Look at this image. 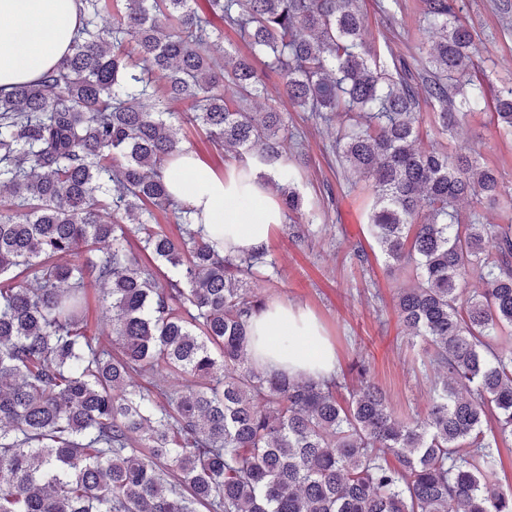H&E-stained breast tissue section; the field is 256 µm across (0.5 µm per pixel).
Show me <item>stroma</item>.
Returning <instances> with one entry per match:
<instances>
[{
  "label": "stroma",
  "instance_id": "35a3bbf8",
  "mask_svg": "<svg viewBox=\"0 0 512 512\" xmlns=\"http://www.w3.org/2000/svg\"><path fill=\"white\" fill-rule=\"evenodd\" d=\"M422 6V0H360L383 62L395 56L418 57ZM458 6L461 19L480 34L485 92L494 96L512 81V0H458ZM272 107L287 113L288 126L297 136L288 151L300 156L298 186L307 200L319 205L323 227L302 244L289 238L284 225L273 229L269 243L279 273L264 291L270 302L287 301L317 315L336 349L339 371H346L355 357H364L397 415L424 413L431 387L422 362L424 344L403 336L393 308L397 289L407 287L408 281L388 272L367 231L364 193L344 178L335 130L291 108L284 97L260 99L247 109L265 112ZM172 124L182 146L217 172L233 166V157L209 141L205 131L178 117ZM444 144L451 150L464 146L480 153L512 187V140L500 136L488 115L467 114ZM359 249L368 254V264L355 259Z\"/></svg>",
  "mask_w": 512,
  "mask_h": 512
}]
</instances>
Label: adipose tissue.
<instances>
[{
  "mask_svg": "<svg viewBox=\"0 0 512 512\" xmlns=\"http://www.w3.org/2000/svg\"><path fill=\"white\" fill-rule=\"evenodd\" d=\"M79 24L76 0H0V89L39 78L68 52ZM170 192L202 216L204 226L224 227L225 253L259 249L281 221L275 199L260 181L251 191L263 207L243 219L234 202L239 195L235 169L217 173L195 153L172 162ZM248 351L252 363L293 377L323 379L336 374L334 346L308 309L282 301L270 304L251 321Z\"/></svg>",
  "mask_w": 512,
  "mask_h": 512,
  "instance_id": "obj_1",
  "label": "adipose tissue"
}]
</instances>
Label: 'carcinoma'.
I'll use <instances>...</instances> for the list:
<instances>
[{
  "label": "carcinoma",
  "instance_id": "obj_1",
  "mask_svg": "<svg viewBox=\"0 0 512 512\" xmlns=\"http://www.w3.org/2000/svg\"><path fill=\"white\" fill-rule=\"evenodd\" d=\"M56 66L0 95V512H512L500 478L512 440V222L483 224L512 190L477 153L424 142L484 108L476 35L457 0H424L431 70L380 63L358 0H79ZM247 55L211 56L224 27ZM337 126L346 179L371 195L370 231L410 279L394 310L437 375L419 417L395 414L360 359L316 382L248 361L251 319L277 273L271 247L222 255L170 196L183 148L175 108L260 171L303 243L316 207L297 190L284 113ZM165 72L168 81L155 83ZM491 116L512 139V84ZM174 215L179 234L155 223ZM168 267L158 280L132 252ZM482 287L466 289L470 278ZM113 346L89 334L91 291ZM184 384L170 390L168 378ZM150 379V386L136 378Z\"/></svg>",
  "mask_w": 512,
  "mask_h": 512
}]
</instances>
